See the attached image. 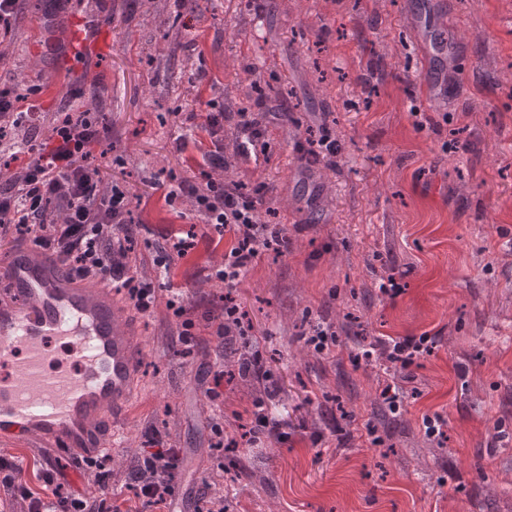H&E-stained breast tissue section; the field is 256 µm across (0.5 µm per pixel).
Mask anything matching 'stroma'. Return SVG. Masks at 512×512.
Returning a JSON list of instances; mask_svg holds the SVG:
<instances>
[{"mask_svg": "<svg viewBox=\"0 0 512 512\" xmlns=\"http://www.w3.org/2000/svg\"><path fill=\"white\" fill-rule=\"evenodd\" d=\"M87 19L96 28L78 60ZM1 86L37 87L52 121L97 101L109 134L92 154L128 191L143 268L161 233H196L156 287L196 302L233 296L285 394L270 403L275 433L221 456L203 395L224 361L216 341L173 356L177 321L134 313L136 392L115 453L96 457L123 455L124 468L101 484L83 471V492L133 499L138 456L162 438L181 454L186 512L223 467L240 474L224 484L228 512H512V0H70L53 18L46 0H25L0 40ZM263 96L285 101L288 118H264L267 162L236 161L233 179L269 185L291 245L215 286L206 270L231 239L211 242L166 185L202 162L208 101L232 113ZM324 125L339 151L307 161L297 145ZM391 276L392 297L379 290ZM320 319L336 326L335 356L305 345ZM425 335L437 343L414 381L355 362L376 338ZM387 382L405 392L395 414ZM252 411L250 391L225 379V434ZM434 415L444 425L433 453L423 419ZM255 467L265 486H248Z\"/></svg>", "mask_w": 512, "mask_h": 512, "instance_id": "1", "label": "stroma"}]
</instances>
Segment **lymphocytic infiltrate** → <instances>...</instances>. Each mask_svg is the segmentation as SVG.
<instances>
[{
    "instance_id": "f902f5d3",
    "label": "lymphocytic infiltrate",
    "mask_w": 512,
    "mask_h": 512,
    "mask_svg": "<svg viewBox=\"0 0 512 512\" xmlns=\"http://www.w3.org/2000/svg\"><path fill=\"white\" fill-rule=\"evenodd\" d=\"M270 112L287 118L288 106L280 102H257L255 110L237 112L240 132L236 153L243 161L259 162L267 156L259 113ZM224 112L207 115L206 132L210 148L206 164L193 177L175 178L171 196L186 199L192 212L204 224L229 233V250L217 257L209 269V281L232 285L248 268L269 251L288 249V236L279 225L263 221L265 191L247 192L244 186L224 177ZM106 127L94 112H68L50 130L45 142L36 133L23 140L29 161L18 181L0 184V242L12 238L27 240L51 250L82 278H101L112 283L141 312H154L157 305L178 320L183 342L196 336L195 307L188 297L174 292L161 298L152 281L134 271L131 259L136 230L127 218V195L119 185L100 192L104 168L90 160L91 148L103 139ZM63 210L62 222L53 221L51 207ZM145 461H165L156 482L136 485L137 502L151 512H164L173 494V473L181 456L175 448L146 450ZM9 464L0 460V486L13 490L22 504L21 512H46L55 506L61 512H113L104 500L67 498L61 484L45 477L40 489H32L22 476H8Z\"/></svg>"
}]
</instances>
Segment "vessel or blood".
<instances>
[{"mask_svg": "<svg viewBox=\"0 0 512 512\" xmlns=\"http://www.w3.org/2000/svg\"><path fill=\"white\" fill-rule=\"evenodd\" d=\"M141 348L109 282L70 274L27 243L0 260V442L83 461L115 435Z\"/></svg>", "mask_w": 512, "mask_h": 512, "instance_id": "1", "label": "vessel or blood"}]
</instances>
